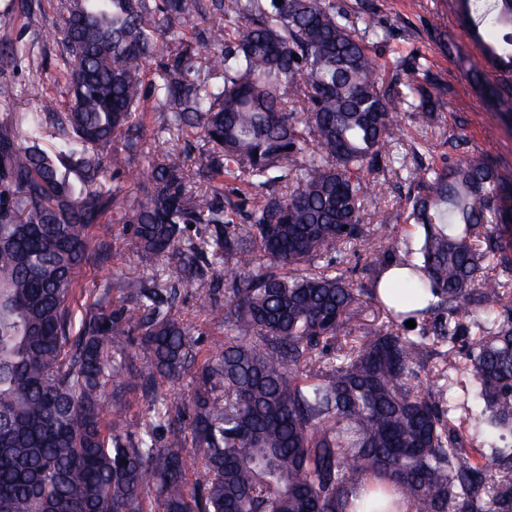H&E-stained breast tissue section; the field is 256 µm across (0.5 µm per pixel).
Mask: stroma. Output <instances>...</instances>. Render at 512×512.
Masks as SVG:
<instances>
[{
  "label": "stroma",
  "mask_w": 512,
  "mask_h": 512,
  "mask_svg": "<svg viewBox=\"0 0 512 512\" xmlns=\"http://www.w3.org/2000/svg\"><path fill=\"white\" fill-rule=\"evenodd\" d=\"M18 0H0V43L24 38L34 44L33 62H22L11 76L23 92L47 87L62 93L64 85L55 81L56 46L45 38L53 16L50 0H42L30 13H21ZM374 19L395 27L388 46L378 48L379 60H391L415 51L426 57L437 81L444 85L443 102L431 126L422 128L403 121L393 137L394 150L403 152L417 139L428 140L431 148L425 159L442 163L444 157H480L494 165L512 183V124H506L487 98L475 90L467 77V66L486 68L479 46L473 41L458 12L457 0H372ZM441 27L455 47L447 53L433 38L434 27ZM372 181L382 199L383 213L369 218L375 234L399 243L413 238L414 225L407 222L409 183L402 171L393 169L374 174ZM170 274L164 261L139 259L122 225L112 227V258L83 265L79 280L91 289L102 280L115 282L130 277H148L166 282Z\"/></svg>",
  "instance_id": "35a3bbf8"
}]
</instances>
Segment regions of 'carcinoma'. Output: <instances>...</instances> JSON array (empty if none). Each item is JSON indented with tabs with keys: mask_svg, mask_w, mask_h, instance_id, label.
Wrapping results in <instances>:
<instances>
[{
	"mask_svg": "<svg viewBox=\"0 0 512 512\" xmlns=\"http://www.w3.org/2000/svg\"><path fill=\"white\" fill-rule=\"evenodd\" d=\"M458 6L499 74L469 82L512 121V0ZM50 36L64 100L37 90L19 108L5 70L31 45L0 51V512H390L392 488L407 512H512V448L492 449L493 474L468 461L512 434V279L479 282L489 260L512 275L509 188L481 158L409 168L391 151L405 107L433 121L438 87L420 55L379 62L393 34L370 0H57ZM164 50L156 124L211 144L198 193L186 152L143 148V73ZM393 166L422 229L401 254L363 224L369 176ZM105 218L143 259L176 260L169 284L80 287L83 264L111 258ZM347 244L370 283L350 280ZM184 288L224 328L203 355L174 313ZM372 302L388 325L332 356ZM187 376V402L155 400ZM134 390L141 421L107 418L105 396L121 413Z\"/></svg>",
	"mask_w": 512,
	"mask_h": 512,
	"instance_id": "carcinoma-1",
	"label": "carcinoma"
}]
</instances>
